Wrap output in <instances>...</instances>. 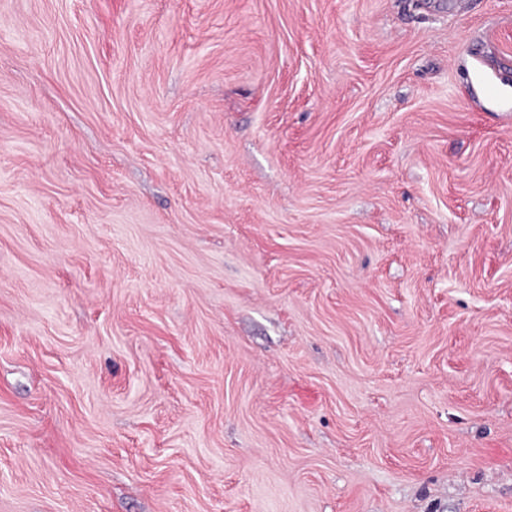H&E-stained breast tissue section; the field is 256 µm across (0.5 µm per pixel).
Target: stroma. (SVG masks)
<instances>
[{
  "label": "stroma",
  "instance_id": "stroma-1",
  "mask_svg": "<svg viewBox=\"0 0 512 512\" xmlns=\"http://www.w3.org/2000/svg\"><path fill=\"white\" fill-rule=\"evenodd\" d=\"M0 512H512V0H0Z\"/></svg>",
  "mask_w": 512,
  "mask_h": 512
}]
</instances>
